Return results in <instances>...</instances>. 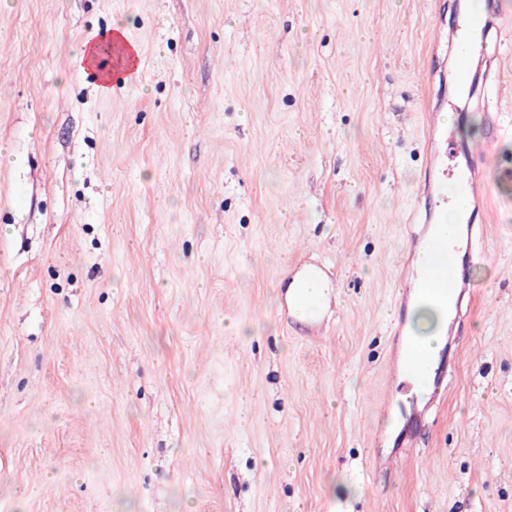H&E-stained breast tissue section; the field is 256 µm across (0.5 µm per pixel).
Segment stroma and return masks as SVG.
<instances>
[{"label": "stroma", "instance_id": "obj_1", "mask_svg": "<svg viewBox=\"0 0 512 512\" xmlns=\"http://www.w3.org/2000/svg\"><path fill=\"white\" fill-rule=\"evenodd\" d=\"M444 397L386 328L465 0H0V512H512V0ZM122 26L132 86L84 42ZM326 269L318 323L283 289Z\"/></svg>", "mask_w": 512, "mask_h": 512}]
</instances>
